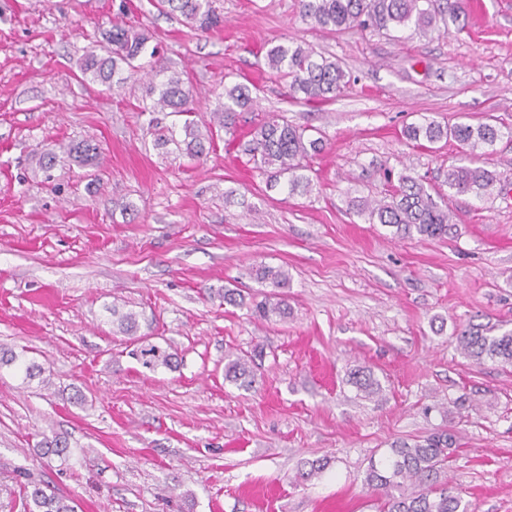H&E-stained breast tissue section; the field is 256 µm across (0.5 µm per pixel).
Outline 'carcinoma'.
Returning <instances> with one entry per match:
<instances>
[{"instance_id":"1","label":"carcinoma","mask_w":512,"mask_h":512,"mask_svg":"<svg viewBox=\"0 0 512 512\" xmlns=\"http://www.w3.org/2000/svg\"><path fill=\"white\" fill-rule=\"evenodd\" d=\"M157 9L168 14H179L182 21L202 32L221 23L213 0H156ZM302 20L331 31L354 28L374 32L412 28L426 36L438 24L465 22L468 17L467 0H299ZM107 40L112 45L103 56L90 48L78 63L82 80L91 81L113 89L125 82L119 76L120 65L134 69V62L146 51L149 36L143 30L120 25L112 26ZM267 65L276 74L289 80L295 99L306 104L325 103L336 97L345 83L346 73L334 60L317 54L301 45L277 44L267 50ZM150 93L157 94L152 111H170L175 114L190 111V88L178 72L160 69L154 75ZM255 98L250 87L243 83L224 86V104L212 113V120L204 127L193 121L183 126L167 127L157 134L155 146L165 149L169 145L190 157L208 154L206 145L213 144V128L227 132L235 124L237 110L253 105ZM403 134L411 142L435 144L452 140L468 158L483 156L481 149L490 147L502 136L500 128L491 124L473 126L458 122L452 126L426 118L421 123L405 127ZM323 148L322 137L313 138L306 129L293 126L285 119H271L257 128L246 151L250 159L270 186L280 184L288 193H309L312 179L303 174L302 161L318 154ZM61 152L48 150L38 160L39 170L45 174L57 166H92L99 156L97 145L89 141H71L60 146ZM448 189L457 194H471L477 199L486 196L491 188L501 183L500 174L481 166L467 164L448 166ZM354 213L368 224H380L391 229L397 238L418 236L436 239L448 235L455 213L448 204L436 200L422 182L405 173L398 176V185L380 200L356 197L351 200ZM256 279L275 289L257 303L254 313L264 321L288 317V303L278 288L288 286V272L272 267H262L255 272ZM112 330L134 336L138 318L132 311L123 312L117 304L108 308ZM140 347L133 352L143 367L156 372L160 368L175 370L178 355L139 338ZM461 353L481 363L485 359L512 365V330L490 334V330L470 327L457 336ZM256 355H229L224 364V380L241 388L252 387L255 381ZM12 367L23 374V379L36 378L43 383L44 368L24 354L0 348V369ZM349 382L364 397L375 398L382 394L381 382L366 367L350 371ZM460 447L458 437L446 431L433 432L423 438L400 440L379 459H371L365 470L364 482L380 494V512H475V507L442 480L445 470ZM40 455L56 457L65 462L70 456L69 439L61 434L45 436L38 444ZM331 459L316 458L303 463L299 478L312 481L321 478L330 468ZM28 512H76L73 501L59 495L47 485L34 484L25 489Z\"/></svg>"}]
</instances>
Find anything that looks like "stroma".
I'll list each match as a JSON object with an SVG mask.
<instances>
[{
	"instance_id": "35a3bbf8",
	"label": "stroma",
	"mask_w": 512,
	"mask_h": 512,
	"mask_svg": "<svg viewBox=\"0 0 512 512\" xmlns=\"http://www.w3.org/2000/svg\"><path fill=\"white\" fill-rule=\"evenodd\" d=\"M216 6L224 26L203 33L152 0H0V346L28 350L51 380L0 370V512H26L30 481L78 512H377L369 457L438 430L462 443L450 485L476 512H512V366L456 343L471 325L512 329V189L448 194L456 144L403 135L426 116L512 129V0H479L462 29L426 37L322 30L298 0ZM116 23L147 30L155 53L112 92L77 63ZM287 41L345 70L334 100L303 104L268 70L267 49ZM159 66L188 79L196 121L228 81L256 86L258 104L207 156L162 153L155 128L184 119L145 109ZM272 114L323 135L309 194L267 189L245 151ZM82 139L97 166L37 173L41 153ZM403 170L447 193V237L397 239L350 211ZM261 264L290 274L287 320L250 312L269 290L250 275ZM115 303L171 344L176 370L132 358ZM256 349L252 389L225 382V354ZM358 366L381 397L349 384ZM55 432L68 462L37 451ZM324 455L327 477L298 482Z\"/></svg>"
}]
</instances>
